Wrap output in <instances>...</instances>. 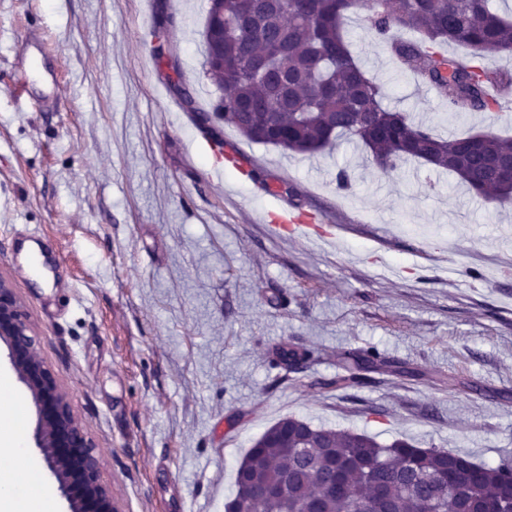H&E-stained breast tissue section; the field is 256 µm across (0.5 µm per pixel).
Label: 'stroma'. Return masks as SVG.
Segmentation results:
<instances>
[{
    "instance_id": "obj_1",
    "label": "stroma",
    "mask_w": 512,
    "mask_h": 512,
    "mask_svg": "<svg viewBox=\"0 0 512 512\" xmlns=\"http://www.w3.org/2000/svg\"><path fill=\"white\" fill-rule=\"evenodd\" d=\"M208 5L0 0V270L123 512H224L239 461L284 417L512 459V203L415 163L380 172L345 141L289 157L225 126L215 147ZM346 29L388 106L436 134L512 136L427 93L358 18ZM27 32L59 79L56 108L22 84ZM287 214L305 234L270 232ZM281 345L305 360H276ZM370 350L386 368L337 385L338 356ZM12 387L41 491L64 512Z\"/></svg>"
}]
</instances>
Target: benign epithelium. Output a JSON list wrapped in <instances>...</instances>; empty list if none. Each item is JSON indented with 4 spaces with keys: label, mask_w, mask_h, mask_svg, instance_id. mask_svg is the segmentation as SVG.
<instances>
[{
    "label": "benign epithelium",
    "mask_w": 512,
    "mask_h": 512,
    "mask_svg": "<svg viewBox=\"0 0 512 512\" xmlns=\"http://www.w3.org/2000/svg\"><path fill=\"white\" fill-rule=\"evenodd\" d=\"M36 411L35 448L67 512H122L101 471L96 445L40 351L35 324L12 281L0 273V346Z\"/></svg>",
    "instance_id": "benign-epithelium-1"
}]
</instances>
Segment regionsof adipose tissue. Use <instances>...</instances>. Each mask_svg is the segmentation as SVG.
Returning a JSON list of instances; mask_svg holds the SVG:
<instances>
[{
    "label": "adipose tissue",
    "mask_w": 512,
    "mask_h": 512,
    "mask_svg": "<svg viewBox=\"0 0 512 512\" xmlns=\"http://www.w3.org/2000/svg\"><path fill=\"white\" fill-rule=\"evenodd\" d=\"M14 399L10 381L0 374V512H57L52 500L37 495L19 500L12 492L14 470L28 464L21 432L14 425Z\"/></svg>",
    "instance_id": "ef3b65f1"
}]
</instances>
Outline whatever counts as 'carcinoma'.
Segmentation results:
<instances>
[{
    "instance_id": "obj_1",
    "label": "carcinoma",
    "mask_w": 512,
    "mask_h": 512,
    "mask_svg": "<svg viewBox=\"0 0 512 512\" xmlns=\"http://www.w3.org/2000/svg\"><path fill=\"white\" fill-rule=\"evenodd\" d=\"M383 41L403 71L434 87L448 107L494 112L490 84L512 85L496 60L512 54V15L491 0H210L203 35L207 72L224 88L215 118L253 143L292 154L331 151L341 138L361 146L380 170L417 160L455 176L486 202H512V183L485 175L490 161L512 156V139L491 131L445 138L409 113L384 103L383 85L361 67L347 40V20ZM460 54H440L444 46ZM381 362L374 353L350 358L341 383ZM299 420L269 427L240 461L235 498L248 512H302L316 499L322 512H373L385 490L390 512L489 507L505 493L512 467L477 464L445 449L405 439L382 444L367 433L312 426L283 432ZM458 465L466 476L448 489L438 476ZM345 493L330 494L333 473ZM288 484L286 497L256 490Z\"/></svg>"
}]
</instances>
